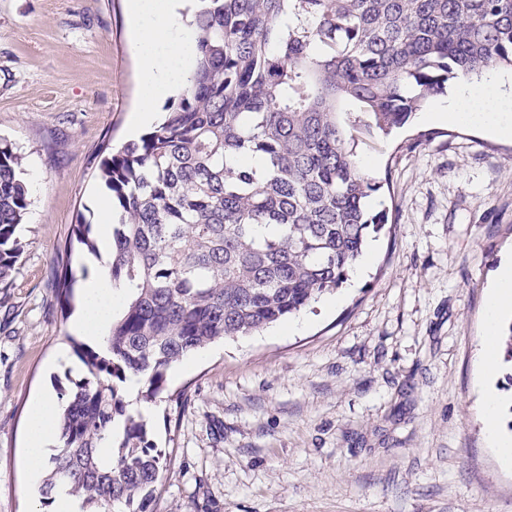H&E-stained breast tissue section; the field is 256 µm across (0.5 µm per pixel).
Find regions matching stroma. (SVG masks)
Returning <instances> with one entry per match:
<instances>
[{"label": "stroma", "instance_id": "1", "mask_svg": "<svg viewBox=\"0 0 512 512\" xmlns=\"http://www.w3.org/2000/svg\"><path fill=\"white\" fill-rule=\"evenodd\" d=\"M445 101L359 136L355 159L382 184L368 208L389 221L357 285L167 370L147 417L171 457L155 512H512L478 359L488 278L512 247V138L425 119ZM138 103L127 0H0V144L22 156L29 201L0 288V512L43 508L30 409L85 372L79 298L61 310L52 262L67 247L78 278L104 266L72 229L109 200L94 168L128 142Z\"/></svg>", "mask_w": 512, "mask_h": 512}]
</instances>
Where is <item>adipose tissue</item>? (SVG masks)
<instances>
[{
	"instance_id": "ef3b65f1",
	"label": "adipose tissue",
	"mask_w": 512,
	"mask_h": 512,
	"mask_svg": "<svg viewBox=\"0 0 512 512\" xmlns=\"http://www.w3.org/2000/svg\"><path fill=\"white\" fill-rule=\"evenodd\" d=\"M128 8L135 23L141 77L135 122L141 125L152 119L162 99L189 82L195 42L185 23L183 0H129ZM433 118L467 124L496 137H512V104L493 80L462 81L448 106L434 113ZM119 300L107 271L91 273L81 284L73 333L91 341L103 340ZM511 311L512 251L503 254L487 286L480 353L484 375L491 376L498 371L499 328L502 318ZM501 405L502 398L497 391L484 392L482 410L487 445L495 449L501 467L512 469V435L500 427ZM56 434L53 402L47 398L36 399L31 408L25 448L31 478L40 477L48 447Z\"/></svg>"
}]
</instances>
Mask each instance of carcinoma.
I'll return each instance as SVG.
<instances>
[{"label":"carcinoma","instance_id":"carcinoma-1","mask_svg":"<svg viewBox=\"0 0 512 512\" xmlns=\"http://www.w3.org/2000/svg\"><path fill=\"white\" fill-rule=\"evenodd\" d=\"M191 25L196 65L177 106L139 141L104 148L123 308L103 348H74L85 374L60 393L46 508L65 487L83 512H153L171 460L127 410L129 377L149 376L150 401L188 353L258 332L348 279L387 215L368 211L381 185L354 159L341 113L387 134L455 72L512 70V0H197ZM22 174L21 155L0 145V288L24 252ZM53 269L65 308L76 269L68 255Z\"/></svg>","mask_w":512,"mask_h":512}]
</instances>
